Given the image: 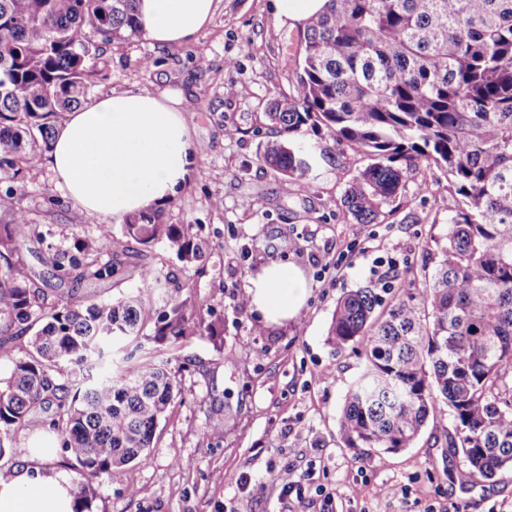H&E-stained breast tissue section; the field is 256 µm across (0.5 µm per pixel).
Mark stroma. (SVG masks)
I'll list each match as a JSON object with an SVG mask.
<instances>
[{"instance_id":"stroma-1","label":"stroma","mask_w":512,"mask_h":512,"mask_svg":"<svg viewBox=\"0 0 512 512\" xmlns=\"http://www.w3.org/2000/svg\"><path fill=\"white\" fill-rule=\"evenodd\" d=\"M299 40L277 23L270 0H218L211 23L190 43L161 48L139 36L104 48L106 76L96 79L93 96L130 88L177 95L203 146L188 188L161 208L164 223L191 225L208 239L196 262L181 261L163 241L136 243L122 279L60 280L47 264L49 246L95 236L100 220L66 198L44 162L26 175L20 204L51 236L40 242L24 226L18 234L50 297L118 298L139 286L146 263L169 276L181 298L210 303L205 320L221 330L154 344L180 392L146 462L91 480V510L285 512V476L303 484L307 512H512V474L466 486L456 480L465 462L448 446L450 416L429 421L413 447L395 453L339 440V412L363 354L358 345L328 343L336 302L364 286L384 304L399 289L424 287L455 198L438 170H413L385 221L358 224L341 199L368 160L349 143L307 135L317 163L301 185L261 162L272 136L264 112L273 94L289 90ZM147 57L152 65L142 66ZM229 128L234 138L226 137ZM249 198L254 208L245 207ZM273 261L300 267L310 284L300 318L275 328L241 305L251 279ZM230 352L235 362H226Z\"/></svg>"}]
</instances>
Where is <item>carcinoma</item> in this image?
Segmentation results:
<instances>
[{"mask_svg":"<svg viewBox=\"0 0 512 512\" xmlns=\"http://www.w3.org/2000/svg\"><path fill=\"white\" fill-rule=\"evenodd\" d=\"M140 34L135 0H0V457L20 456V430L51 431L83 480L146 460L158 422L179 394L169 361L145 342L201 332L204 305L172 299L140 336L145 293L166 285L154 268L136 293L86 307L37 286L16 226L24 173L50 150L58 119L81 105L100 73L102 45ZM290 89L268 104L275 134L264 165L290 184L312 170L301 146L326 131L369 163L342 205L379 224L405 173L435 168L456 205L423 288H404L376 313L368 286L337 301L328 341L362 344L364 367L339 417L348 448L397 452L429 419L449 413L472 481L512 473V0H328L306 28ZM166 239L192 263L209 248L159 212L130 217L69 249L52 268L75 281L119 276L129 243ZM107 254L106 262L100 256ZM53 414L35 419L39 410Z\"/></svg>","mask_w":512,"mask_h":512,"instance_id":"cac0c4a2","label":"carcinoma"}]
</instances>
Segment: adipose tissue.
<instances>
[{
    "instance_id": "ef3b65f1",
    "label": "adipose tissue",
    "mask_w": 512,
    "mask_h": 512,
    "mask_svg": "<svg viewBox=\"0 0 512 512\" xmlns=\"http://www.w3.org/2000/svg\"><path fill=\"white\" fill-rule=\"evenodd\" d=\"M216 0H138L143 35L169 47L189 43L212 20ZM171 94L115 91L68 113L44 162L66 196L89 215L123 220L174 200L191 181L199 149ZM309 284L293 264L273 263L252 279L251 306L276 325L302 311ZM52 447L28 449L0 476V512H72V484L42 469Z\"/></svg>"
}]
</instances>
